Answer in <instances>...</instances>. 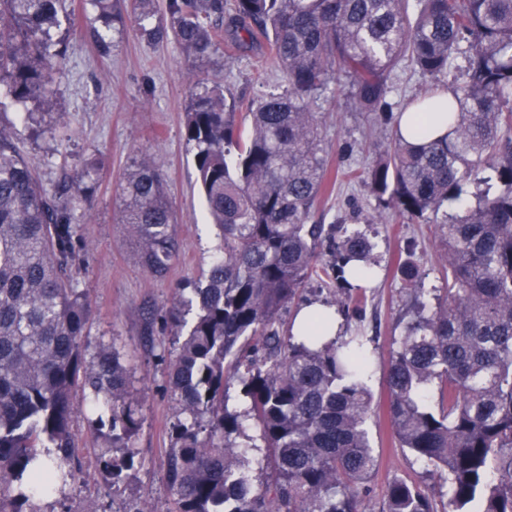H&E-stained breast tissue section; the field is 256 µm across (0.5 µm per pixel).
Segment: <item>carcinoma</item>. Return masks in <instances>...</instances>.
Wrapping results in <instances>:
<instances>
[{"mask_svg":"<svg viewBox=\"0 0 512 512\" xmlns=\"http://www.w3.org/2000/svg\"><path fill=\"white\" fill-rule=\"evenodd\" d=\"M86 2L105 28L93 29L104 55L107 31L130 20L138 39L173 41L201 70L221 35L245 49L262 38L282 73L249 101L227 99L208 77L188 92L184 134L224 248L204 286L175 288L168 312L174 512H366L378 460L363 336L308 346L276 326L314 274L336 287L339 311L363 320L366 297L350 291L373 276L376 233L308 223L329 184L316 103L333 82L392 134L354 177L378 206L438 225L444 244L439 288H424L413 253L398 265L416 293L386 363L398 447L444 477L448 512H512V0ZM70 29L65 0H0V101L51 105ZM403 67L431 83L395 113L387 97ZM445 112L448 132L425 139ZM97 174L89 163L73 194L51 193L0 127V512H42L40 498L68 484L78 389L108 430L98 458L112 485L135 468L132 376L111 342L86 356L90 303L72 273L74 212L90 204L85 184ZM471 185L476 204L437 220ZM120 196L141 267L166 277L179 240L159 166L133 162ZM230 379L241 411L228 409ZM383 512L436 510L428 492L395 478Z\"/></svg>","mask_w":512,"mask_h":512,"instance_id":"carcinoma-1","label":"carcinoma"}]
</instances>
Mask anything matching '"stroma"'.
Here are the masks:
<instances>
[{
    "label": "stroma",
    "mask_w": 512,
    "mask_h": 512,
    "mask_svg": "<svg viewBox=\"0 0 512 512\" xmlns=\"http://www.w3.org/2000/svg\"><path fill=\"white\" fill-rule=\"evenodd\" d=\"M79 21L68 36L67 60L52 107L61 124L41 134L18 108L0 106V126L8 130L18 152L52 192L66 188L75 170L95 162L89 214H76L82 245L74 276L92 305L91 340L113 339L141 397L142 430L135 446L140 455L122 492L99 467L106 440L97 429L96 409L84 393L74 395L71 430L74 478L63 493L45 501L50 512H173L165 470L171 445L169 427L177 403L166 383L175 356L173 336L162 328L176 284L193 288L219 254L223 238L206 220L205 200L196 182L194 155L183 135V111L196 71L175 43L150 46L133 29L114 36L110 54H101L86 21L84 0H68ZM226 93L259 96L281 79L273 56L222 44L209 70ZM323 114L322 147L331 165L328 192L312 219L329 224H373L378 233L374 256L377 275L366 290L363 320L349 319L343 335L362 331L373 366L369 385L378 405H386L383 364L394 337L410 315L411 295L396 269V259L413 250L426 273V286L441 282L442 246L433 224H411L399 215L377 214L376 202L348 176L362 170L382 151L390 133L373 113L351 108L344 90L333 89L319 102ZM156 160L167 177L178 217L180 253L166 278L146 274L137 262V245L120 221V184L133 159ZM378 467L364 502L366 512H381L389 483L397 477L433 494L438 512L448 508L447 487L429 467L396 445L385 414L369 423Z\"/></svg>",
    "instance_id": "stroma-1"
}]
</instances>
